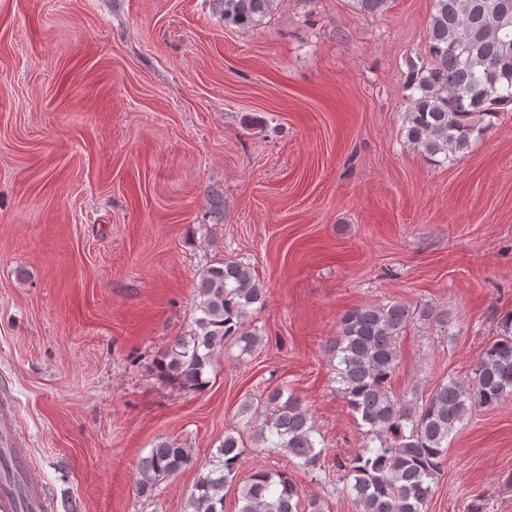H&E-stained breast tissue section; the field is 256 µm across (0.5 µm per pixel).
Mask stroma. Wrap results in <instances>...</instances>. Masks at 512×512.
Here are the masks:
<instances>
[{
	"label": "stroma",
	"mask_w": 512,
	"mask_h": 512,
	"mask_svg": "<svg viewBox=\"0 0 512 512\" xmlns=\"http://www.w3.org/2000/svg\"><path fill=\"white\" fill-rule=\"evenodd\" d=\"M434 0H271L259 25L216 0H0V389L50 512H183L225 434L261 452L244 402L288 382L329 455L362 432L328 347L352 308L448 310L412 322L396 393L464 378L512 313V112L434 166L405 142L404 87ZM251 266L266 292L209 385L155 372L187 335L199 274ZM193 462L138 496L160 440ZM302 502L357 512L341 473L293 470ZM485 494L512 512V398L468 414L428 512Z\"/></svg>",
	"instance_id": "obj_1"
}]
</instances>
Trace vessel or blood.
I'll use <instances>...</instances> for the list:
<instances>
[{
    "label": "vessel or blood",
    "instance_id": "vessel-or-blood-1",
    "mask_svg": "<svg viewBox=\"0 0 512 512\" xmlns=\"http://www.w3.org/2000/svg\"><path fill=\"white\" fill-rule=\"evenodd\" d=\"M0 455L8 457L23 473L22 482H0V512H15L18 505H26L31 512H46V499L41 485L30 476L28 451L18 432L17 422L9 398L0 399Z\"/></svg>",
    "mask_w": 512,
    "mask_h": 512
}]
</instances>
